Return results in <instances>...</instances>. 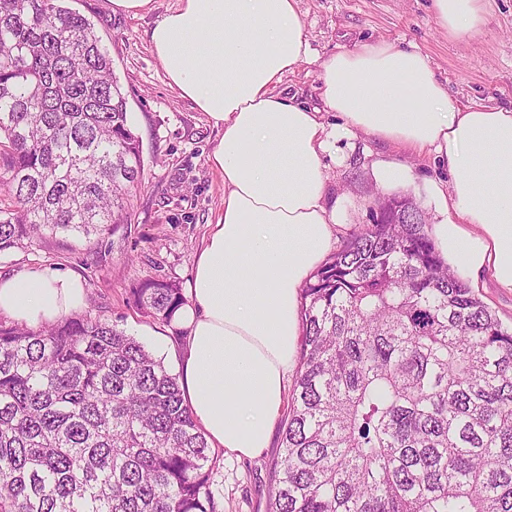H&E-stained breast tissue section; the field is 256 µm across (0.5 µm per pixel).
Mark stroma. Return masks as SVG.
I'll use <instances>...</instances> for the list:
<instances>
[{"mask_svg":"<svg viewBox=\"0 0 512 512\" xmlns=\"http://www.w3.org/2000/svg\"><path fill=\"white\" fill-rule=\"evenodd\" d=\"M95 26L126 95L131 127L142 149V185L128 221L91 241L35 238L0 255V277L32 267L80 276L87 285L86 311L119 325L149 349L160 337L184 335L137 309L132 290L148 280L186 288L207 225L224 203V183L208 155L220 132L205 115L173 90L154 57L148 32L178 0H152L138 15L116 13L110 0H65ZM311 58L288 74L282 87L309 105H321L317 74L328 56L365 42L389 41L416 47L457 105L512 108V0H488V20L469 40L448 36L430 0H300ZM397 160L406 176L382 184L376 164ZM328 203L335 206L346 243L368 223L377 196L409 195L429 224L443 219L432 195L448 173L427 154H413L359 133L331 140L323 155ZM281 437L251 459L218 454L212 473L222 512H269Z\"/></svg>","mask_w":512,"mask_h":512,"instance_id":"stroma-1","label":"stroma"}]
</instances>
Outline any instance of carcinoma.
<instances>
[{
  "mask_svg": "<svg viewBox=\"0 0 512 512\" xmlns=\"http://www.w3.org/2000/svg\"><path fill=\"white\" fill-rule=\"evenodd\" d=\"M0 254L123 223L142 172L94 25L0 0ZM134 303L163 323L179 288ZM300 371L270 512H512V330L444 262L423 212L363 224L301 297ZM178 377L90 315L0 325V512H218Z\"/></svg>",
  "mask_w": 512,
  "mask_h": 512,
  "instance_id": "1",
  "label": "carcinoma"
}]
</instances>
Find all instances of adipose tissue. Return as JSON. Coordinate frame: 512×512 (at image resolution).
<instances>
[{"instance_id": "1", "label": "adipose tissue", "mask_w": 512, "mask_h": 512, "mask_svg": "<svg viewBox=\"0 0 512 512\" xmlns=\"http://www.w3.org/2000/svg\"><path fill=\"white\" fill-rule=\"evenodd\" d=\"M452 37L486 23L485 0H431ZM167 80L222 132L209 154L224 179L175 316L187 335L183 395L211 447L252 458L270 439L297 366L299 294L338 233L326 197L324 113L346 131L428 152L450 180L435 189L438 247L470 277L512 291V110L461 107L416 48L365 43L319 68L321 107L280 89L310 58L299 0H178L150 31ZM77 276L32 268L0 279V314L31 325L81 308Z\"/></svg>"}]
</instances>
